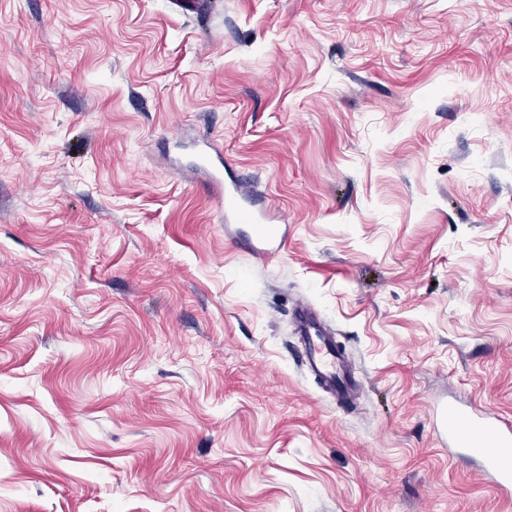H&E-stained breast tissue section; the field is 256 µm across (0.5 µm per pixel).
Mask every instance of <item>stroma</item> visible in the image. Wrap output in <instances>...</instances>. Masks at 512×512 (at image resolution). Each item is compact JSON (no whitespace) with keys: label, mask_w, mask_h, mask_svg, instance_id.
<instances>
[{"label":"stroma","mask_w":512,"mask_h":512,"mask_svg":"<svg viewBox=\"0 0 512 512\" xmlns=\"http://www.w3.org/2000/svg\"><path fill=\"white\" fill-rule=\"evenodd\" d=\"M443 397L512 421V0H0V512H512ZM206 186L219 202L221 222L239 221L253 224V240L262 245L259 257L274 258L279 255L286 239L285 230L279 224H266L254 209L258 194L251 181L224 184V175L218 170L208 172ZM291 314L301 344L300 364L336 398L337 404L349 409L356 400L360 384L353 364L336 343L335 331L307 306H297Z\"/></svg>","instance_id":"stroma-1"}]
</instances>
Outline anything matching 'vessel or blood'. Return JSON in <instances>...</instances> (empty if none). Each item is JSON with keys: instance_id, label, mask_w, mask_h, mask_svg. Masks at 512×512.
I'll list each match as a JSON object with an SVG mask.
<instances>
[{"instance_id": "obj_1", "label": "vessel or blood", "mask_w": 512, "mask_h": 512, "mask_svg": "<svg viewBox=\"0 0 512 512\" xmlns=\"http://www.w3.org/2000/svg\"><path fill=\"white\" fill-rule=\"evenodd\" d=\"M206 185L219 202L221 221L252 224L259 257L279 255L286 233L280 225L265 223L258 215L254 208L258 194L252 182L228 185L220 171L212 170ZM292 319L300 342V364L337 404L353 406L360 384L351 361L336 343L334 330L315 310L303 305L293 309ZM433 414L435 433L442 445L454 448L460 456L479 459L487 478L502 489L512 488L511 422L456 402L436 405Z\"/></svg>"}]
</instances>
